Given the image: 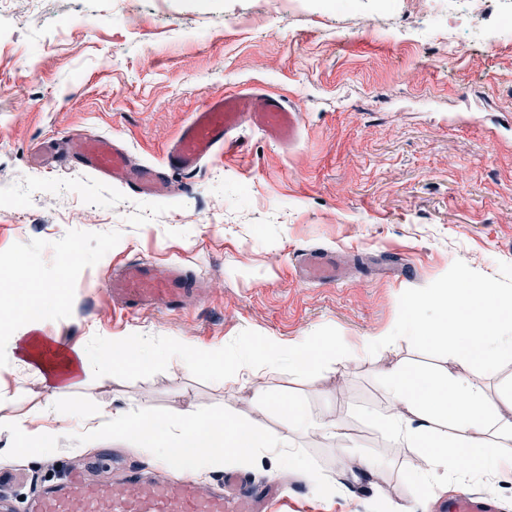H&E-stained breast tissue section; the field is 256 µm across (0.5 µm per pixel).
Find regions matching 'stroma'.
Segmentation results:
<instances>
[{
    "label": "stroma",
    "instance_id": "stroma-1",
    "mask_svg": "<svg viewBox=\"0 0 512 512\" xmlns=\"http://www.w3.org/2000/svg\"><path fill=\"white\" fill-rule=\"evenodd\" d=\"M457 8L456 0H0V301L56 294L41 333L64 346L181 336L232 355L268 336L290 344L384 335L408 298L464 281L512 293V39L485 47L499 8L487 0L478 20L462 23L466 48L452 59L435 52L432 37ZM361 20L373 28L355 31ZM413 28L426 39L406 38ZM227 92L283 98L302 114L295 141L282 146L242 126L237 146L175 175L186 188L166 196L136 195L72 162H40L41 149L81 132L164 166L193 112ZM315 248L335 252L339 282L296 270L297 254ZM141 258L183 265L207 297L179 312L114 314L106 283ZM10 349L0 339L8 394L0 449L15 446L18 419L56 431L49 450L13 455L0 471V499L17 508L70 471L175 477L132 445L89 438L98 413L165 418L192 404L273 431L281 410L256 405L271 391L332 414L393 469L373 486L335 444L306 434L309 473L264 458L200 477L203 487H223L230 507L385 512L400 497L414 512H443L451 490L402 483L420 458L387 447L371 424L386 405L378 376L404 361L477 372L406 334L316 377L285 368L230 388L207 368L172 361L52 392L11 364Z\"/></svg>",
    "mask_w": 512,
    "mask_h": 512
}]
</instances>
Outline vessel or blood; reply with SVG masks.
<instances>
[{"instance_id":"vessel-or-blood-1","label":"vessel or blood","mask_w":512,"mask_h":512,"mask_svg":"<svg viewBox=\"0 0 512 512\" xmlns=\"http://www.w3.org/2000/svg\"><path fill=\"white\" fill-rule=\"evenodd\" d=\"M287 145L298 133L300 114L267 94H224L194 112L171 144L167 161L171 171L192 173L234 140L243 125ZM65 155L94 174L140 195H165L172 184L165 173L147 165L135 166L126 151L105 136L85 134L70 139ZM301 269L309 278L328 283L339 279L336 258L328 251L302 253ZM112 309L135 306H189L202 299L203 285L176 264L138 260L123 265L109 281ZM28 512H228L223 489H204L190 479L178 481L124 476L100 482L74 474L62 486L40 492ZM447 512H495L491 500L461 493L449 499Z\"/></svg>"}]
</instances>
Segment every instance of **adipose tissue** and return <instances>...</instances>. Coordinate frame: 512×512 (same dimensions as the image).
I'll return each instance as SVG.
<instances>
[{
  "label": "adipose tissue",
  "instance_id": "1",
  "mask_svg": "<svg viewBox=\"0 0 512 512\" xmlns=\"http://www.w3.org/2000/svg\"><path fill=\"white\" fill-rule=\"evenodd\" d=\"M37 305L14 302L0 311V330L10 333L18 362L42 382L69 381L74 376L101 378L130 367H155L178 358L185 368L210 366L225 382L240 372L277 373L283 361L299 362L304 373H317L336 357L367 352L388 344L385 336H370L352 344L334 337H306L290 345L270 337L261 345L244 346L234 368L220 344H200L172 338L157 350L137 336L113 338L91 349L84 342L54 347L40 334ZM402 330L446 348L470 365L492 368L512 356V296L485 282L410 298L404 306ZM389 403L373 418L391 446L407 448L423 461L411 483L427 488L431 477L459 488L478 477L512 478V382L499 397L490 396L484 379L442 367L426 370L400 364L382 377ZM113 442H130L149 457L178 473L201 475L212 469L250 467L261 454L271 455L289 469L304 472L306 458L297 443L300 435L316 432L338 439L342 425L327 415H313L288 401V418L281 430L259 432L223 414L189 405L165 419L119 411L103 415Z\"/></svg>",
  "mask_w": 512,
  "mask_h": 512
}]
</instances>
